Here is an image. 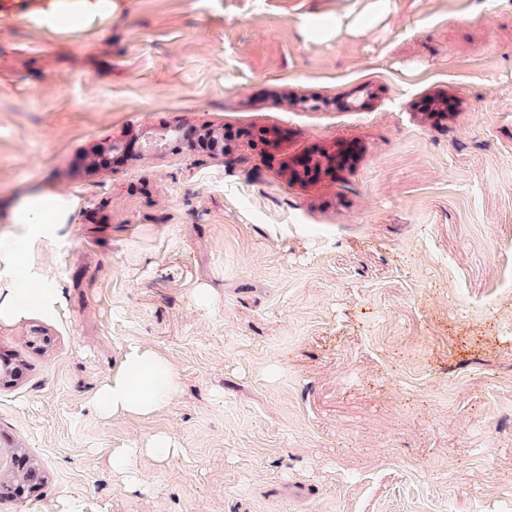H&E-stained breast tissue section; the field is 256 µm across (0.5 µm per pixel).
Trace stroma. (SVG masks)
I'll list each match as a JSON object with an SVG mask.
<instances>
[{
	"label": "stroma",
	"instance_id": "35a3bbf8",
	"mask_svg": "<svg viewBox=\"0 0 512 512\" xmlns=\"http://www.w3.org/2000/svg\"><path fill=\"white\" fill-rule=\"evenodd\" d=\"M38 2L0 0V238L7 200L77 206L0 270L65 295L0 324L22 367L0 470L40 471L0 512H512V0H390L321 40L306 18L366 0H114L80 33ZM175 126L227 149L148 150ZM263 129L274 154L244 137ZM116 139L130 158L89 170ZM346 148L335 174L281 171ZM131 343L174 362L177 394L102 419ZM157 433L178 454L126 488L113 453ZM387 2V0H368L367 5L353 17L352 24L359 30L370 29L379 14L385 11ZM39 298V304L47 311H53L59 307L64 300V290L52 280H44L34 292Z\"/></svg>",
	"mask_w": 512,
	"mask_h": 512
}]
</instances>
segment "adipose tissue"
<instances>
[{
	"label": "adipose tissue",
	"mask_w": 512,
	"mask_h": 512,
	"mask_svg": "<svg viewBox=\"0 0 512 512\" xmlns=\"http://www.w3.org/2000/svg\"><path fill=\"white\" fill-rule=\"evenodd\" d=\"M112 0H48L39 6L36 20L49 28L80 32L94 21L109 17ZM76 208L74 198L58 193L33 192L21 197L10 212L11 223L20 225L16 238L0 243V267L15 269L26 245L57 236L71 223ZM178 389V373L161 351L146 345L129 346L110 380L94 394L91 406L106 420L144 418L165 409ZM178 447L166 434H157L116 454L113 473L122 480H134L137 457L164 462L175 456Z\"/></svg>",
	"instance_id": "adipose-tissue-1"
}]
</instances>
